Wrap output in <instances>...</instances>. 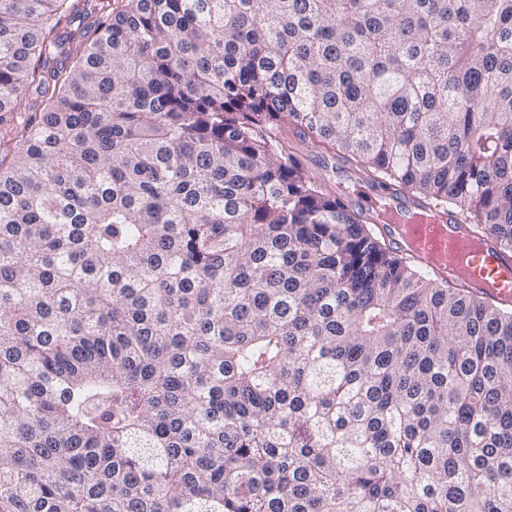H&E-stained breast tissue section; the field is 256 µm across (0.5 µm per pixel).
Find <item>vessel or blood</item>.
<instances>
[{"label": "vessel or blood", "instance_id": "1", "mask_svg": "<svg viewBox=\"0 0 512 512\" xmlns=\"http://www.w3.org/2000/svg\"><path fill=\"white\" fill-rule=\"evenodd\" d=\"M388 208L405 217L404 223L385 228L396 250L441 279L449 270H460L462 281L490 302L512 303V252L472 237L464 219L454 213H428L401 189L390 192Z\"/></svg>", "mask_w": 512, "mask_h": 512}]
</instances>
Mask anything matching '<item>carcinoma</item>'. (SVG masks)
Masks as SVG:
<instances>
[{
  "label": "carcinoma",
  "instance_id": "carcinoma-1",
  "mask_svg": "<svg viewBox=\"0 0 512 512\" xmlns=\"http://www.w3.org/2000/svg\"><path fill=\"white\" fill-rule=\"evenodd\" d=\"M289 128L512 251V0H0V512H512V311ZM291 151L301 161L309 176L329 191L343 193L344 202L355 211L369 217L387 192L374 189L366 181H361L352 167L343 162L336 152H320L310 144L302 142L288 129Z\"/></svg>",
  "mask_w": 512,
  "mask_h": 512
}]
</instances>
